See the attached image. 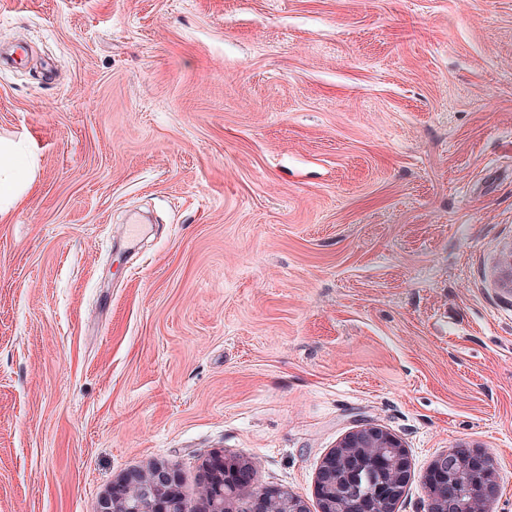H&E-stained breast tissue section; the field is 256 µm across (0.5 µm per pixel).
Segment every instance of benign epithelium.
I'll return each instance as SVG.
<instances>
[{
    "mask_svg": "<svg viewBox=\"0 0 512 512\" xmlns=\"http://www.w3.org/2000/svg\"><path fill=\"white\" fill-rule=\"evenodd\" d=\"M386 449L394 454L393 470L386 485L378 489L377 501L386 505L382 512H391L410 476V464L401 439L369 422L357 425L324 460L316 481L320 512H337L336 502L342 495L337 476L345 458ZM431 470L427 512H486V506L499 497L500 482L493 463L478 450L457 448L437 458ZM173 477L164 465H156L148 473L129 471L120 478V490L100 497L94 512H169V501L175 496ZM461 482L474 488L465 503L457 492ZM247 492L251 493L249 512H306L302 499L291 490L253 485L242 489V493Z\"/></svg>",
    "mask_w": 512,
    "mask_h": 512,
    "instance_id": "benign-epithelium-1",
    "label": "benign epithelium"
}]
</instances>
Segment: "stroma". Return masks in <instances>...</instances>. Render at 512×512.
<instances>
[{
    "instance_id": "35a3bbf8",
    "label": "stroma",
    "mask_w": 512,
    "mask_h": 512,
    "mask_svg": "<svg viewBox=\"0 0 512 512\" xmlns=\"http://www.w3.org/2000/svg\"><path fill=\"white\" fill-rule=\"evenodd\" d=\"M0 512L202 463L319 512L362 420L396 512L484 452L512 512V0H0ZM19 143L0 138V218L17 206L34 183V161ZM403 442L396 435L374 423H361L349 432L336 446L321 466L316 481V496L320 500V512H337L336 502L342 495V485L337 476L345 458L367 452H382L385 449L394 454L393 470L386 485L378 489L372 511H393L394 504L402 493V488L410 476V464ZM386 505L380 510L378 503Z\"/></svg>"
}]
</instances>
